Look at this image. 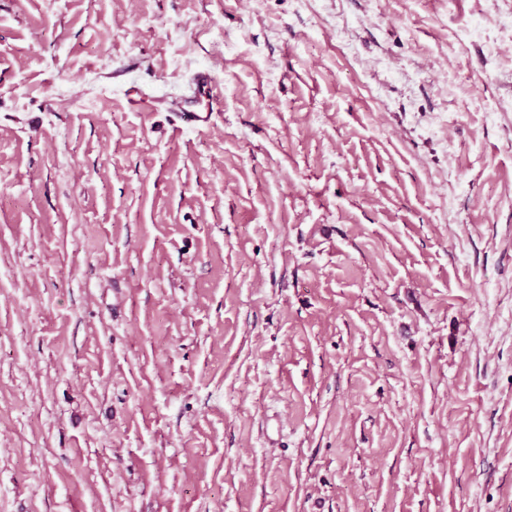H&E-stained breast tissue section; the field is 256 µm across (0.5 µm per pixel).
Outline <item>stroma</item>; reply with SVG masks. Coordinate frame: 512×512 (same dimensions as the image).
Segmentation results:
<instances>
[{
  "instance_id": "obj_1",
  "label": "stroma",
  "mask_w": 512,
  "mask_h": 512,
  "mask_svg": "<svg viewBox=\"0 0 512 512\" xmlns=\"http://www.w3.org/2000/svg\"><path fill=\"white\" fill-rule=\"evenodd\" d=\"M511 14L0 0V512H512ZM194 83L195 109H187L185 101L176 102L173 109L181 112L187 122L201 126L208 121V114L213 107V101L216 96L215 85L211 75L207 72L196 73Z\"/></svg>"
}]
</instances>
